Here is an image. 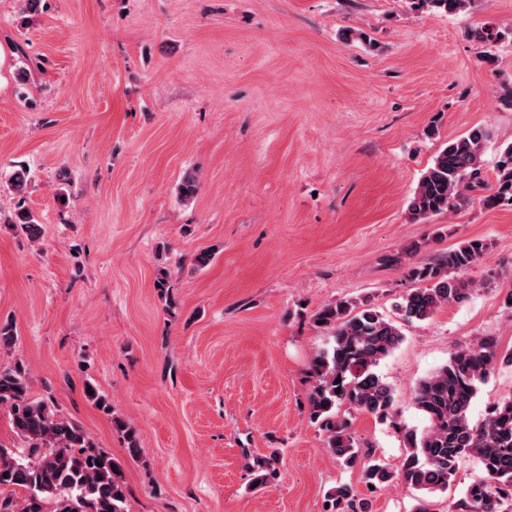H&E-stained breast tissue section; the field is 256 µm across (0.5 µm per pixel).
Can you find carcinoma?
<instances>
[{"label":"carcinoma","instance_id":"obj_1","mask_svg":"<svg viewBox=\"0 0 512 512\" xmlns=\"http://www.w3.org/2000/svg\"><path fill=\"white\" fill-rule=\"evenodd\" d=\"M476 0H413L416 8L448 15L468 11ZM490 132L475 127L446 144L422 174L410 199L414 218L449 213L484 185L482 156ZM31 184L29 170H15L8 190L21 196ZM195 175L183 177L178 194L192 199ZM489 208L512 206V144L498 150L495 191L483 198ZM5 223L36 241L42 227L29 210L15 211ZM487 251L481 240H467L433 262L407 268L406 279L422 284L405 292L398 304L401 320L431 318L441 307L466 300L474 284L465 273ZM313 323L331 335L329 346L314 354L307 367L309 419L324 435L329 454L345 466L362 465L365 485L380 490L399 484L416 494L414 512H431L430 499L448 490L459 462L471 458L483 479L463 497L448 504V512H512V398L492 404L485 417L472 422L470 412L478 391L504 358L498 340L482 336L457 348L448 361L421 379L413 393L415 408L426 421L420 431L403 429L405 453L396 468L361 448L339 410L366 413L384 420L394 406L392 387L378 373L380 362L404 340L401 325L367 303L336 300L313 315ZM16 327L0 322V353L12 349ZM31 373L14 361L0 365V405L9 410L13 434L26 443L19 455L0 443V489L25 492L21 503L0 500V512H127L123 464L98 447L76 421L63 416L52 402L31 397ZM113 424L123 435L130 460L140 459L135 427ZM278 451L258 457L249 467V489H265L276 476ZM8 477H3V474ZM331 512H371L372 504L350 486L327 493Z\"/></svg>","mask_w":512,"mask_h":512}]
</instances>
